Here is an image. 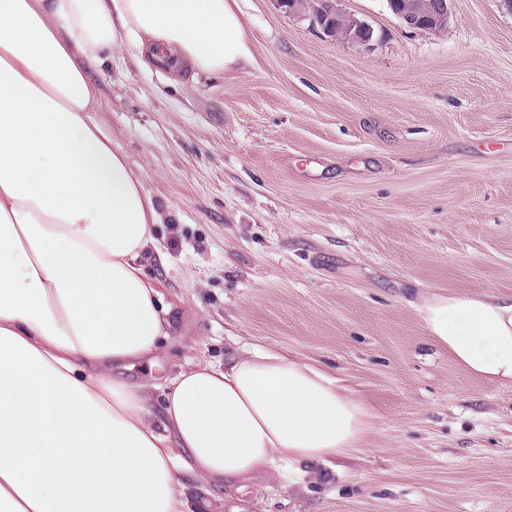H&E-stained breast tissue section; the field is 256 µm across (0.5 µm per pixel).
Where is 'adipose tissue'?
Masks as SVG:
<instances>
[{
    "mask_svg": "<svg viewBox=\"0 0 512 512\" xmlns=\"http://www.w3.org/2000/svg\"><path fill=\"white\" fill-rule=\"evenodd\" d=\"M227 71L253 59L237 0H0V512H186L182 470L220 489L278 462L319 479L372 414L340 380L260 348L164 381L171 308L146 257L162 214L90 117L105 50ZM430 336L512 384V294H430Z\"/></svg>",
    "mask_w": 512,
    "mask_h": 512,
    "instance_id": "adipose-tissue-1",
    "label": "adipose tissue"
}]
</instances>
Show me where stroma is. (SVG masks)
Here are the masks:
<instances>
[{
    "mask_svg": "<svg viewBox=\"0 0 512 512\" xmlns=\"http://www.w3.org/2000/svg\"><path fill=\"white\" fill-rule=\"evenodd\" d=\"M370 46L239 0L254 61L184 74L103 54L94 120L162 210L146 262L174 312L156 367L259 346L339 378L373 415L319 481L267 469L189 512H512V387L457 365L415 308L512 293V11L451 0L438 32L341 0Z\"/></svg>",
    "mask_w": 512,
    "mask_h": 512,
    "instance_id": "obj_1",
    "label": "stroma"
}]
</instances>
